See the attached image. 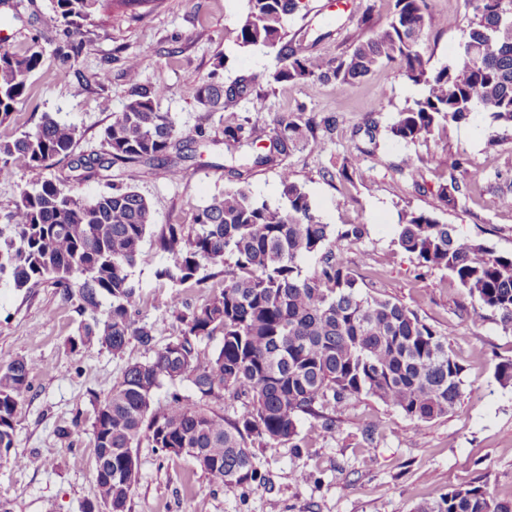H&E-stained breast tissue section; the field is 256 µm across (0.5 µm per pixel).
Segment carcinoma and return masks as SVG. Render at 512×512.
I'll use <instances>...</instances> for the list:
<instances>
[{"label": "carcinoma", "instance_id": "1", "mask_svg": "<svg viewBox=\"0 0 512 512\" xmlns=\"http://www.w3.org/2000/svg\"><path fill=\"white\" fill-rule=\"evenodd\" d=\"M155 0H54L55 8L76 25L113 6L131 19ZM472 13L462 29L455 62L429 66L424 51L428 30L438 23L426 0H395L389 22L360 39L347 54L315 70L303 41L291 42L287 16L306 8L303 0H246L235 29L241 47L276 53L279 82L318 76L353 84L382 65H395L422 96L398 112L388 127L397 141L417 142L468 123L474 112H489L497 127L512 129V0H468ZM34 43L25 53L0 50V124L8 120L25 94L27 79L42 62ZM257 77L241 75L229 83L197 82V99L224 111V145H243L239 103L252 95ZM165 89L133 82L122 112L103 132L104 155L73 157L74 126L45 116L36 130L0 140V176L36 170L67 161L73 180L98 175L121 162L130 165L129 183L90 201L45 181L21 193L0 225V278L18 291L42 284L59 289L64 302L77 301L84 317L70 350L97 342L114 357L123 356L134 339L148 354L125 368L94 403L91 436L95 468H112V481L94 475V502L112 512H127L139 479L133 449L145 444L168 458L190 457L195 465L227 489L261 483L251 448L305 441L298 431L302 416L324 417L360 396L373 397L419 424L462 405L463 367L448 341L412 310L390 298L363 295L342 256L344 243L362 240L364 224L331 229L313 212L304 187L286 168L280 172L276 202L259 200L245 187L224 191L196 217L195 224H165L156 236L171 263L158 268L157 279L173 291L167 301L179 323L176 337L156 344L155 329L139 322L143 297L130 278L143 255L153 213L134 181L138 166L164 162L170 180H178L187 159L169 115L159 111ZM316 123L304 115L275 121L276 154L248 157L261 167L311 144ZM461 188L455 178L438 188L439 198L455 204ZM399 250L427 269H443L473 298L469 321L487 315L512 329V256L498 255L482 243L464 238L452 224L426 212L405 211L397 224ZM319 265L301 266L312 255ZM218 268L221 291L198 306L180 289L197 288L203 263ZM109 301L104 318L98 314ZM221 336V346L201 356L205 339ZM32 365L16 359L0 368V453L15 447V416L30 389ZM188 381L195 398L171 393L164 408L153 407L163 383ZM241 401L245 412L224 416V400ZM414 512H512V498L502 500L479 487L449 490L432 505Z\"/></svg>", "mask_w": 512, "mask_h": 512}]
</instances>
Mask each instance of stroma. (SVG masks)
<instances>
[{"label":"stroma","instance_id":"obj_1","mask_svg":"<svg viewBox=\"0 0 512 512\" xmlns=\"http://www.w3.org/2000/svg\"><path fill=\"white\" fill-rule=\"evenodd\" d=\"M244 8L243 0H161L138 20L107 12L73 28L57 15L53 0H0V48L21 54L36 42L44 51L26 94L0 124V140L34 130L49 112L75 127V154L102 153L103 130L122 111L132 87L125 59L138 55L140 81L165 88L159 109L169 114L178 138L194 148L179 180L140 168L136 186L151 205L155 229L193 224L214 197L240 185L256 198L276 201L280 172L290 170L323 223L335 229L367 225V235L344 248L361 293L404 304L447 338L464 368L463 402L457 411L416 424L363 397L331 414L328 433L313 418L301 417L298 429L308 444L297 450L254 448L263 483L232 490L189 457L168 460L143 446L136 450L139 481L128 512H413L467 485L511 497L512 385H500L494 372L499 362L512 359V330L492 317L470 324L466 291L447 271L419 268L411 255L396 250L394 239L401 211L424 210L454 225L459 235L512 255V209L499 203L512 195V129L494 133L488 113L480 110L445 136L395 141L385 129L421 96V86L393 66L346 85L273 82L274 55L235 42ZM367 8L382 26L394 0H308L306 12L288 16L285 29L290 40L310 43V57L323 64L363 37L357 18ZM242 74L258 77L253 101L239 107L245 132L269 141L277 117L298 112L335 118V131L320 145L237 175L238 163L224 146L222 115L198 102L196 81L227 83ZM369 117L379 127L372 142L358 132ZM457 157L464 163L455 169ZM354 159L359 169L340 177ZM68 172L61 163L0 176V224L24 188ZM452 177L462 192L449 207L437 190ZM167 260L153 232L131 271L145 299L141 317L155 326L160 345L177 333L173 314L152 303L165 291L155 270ZM78 323L74 303L62 302L55 288L26 295L0 282V366L22 357L33 367L32 387L17 410L16 448L51 461L35 469L0 458V503L8 512H83L94 493V397L128 364L146 359L134 341L119 358L95 343L71 351Z\"/></svg>","mask_w":512,"mask_h":512}]
</instances>
